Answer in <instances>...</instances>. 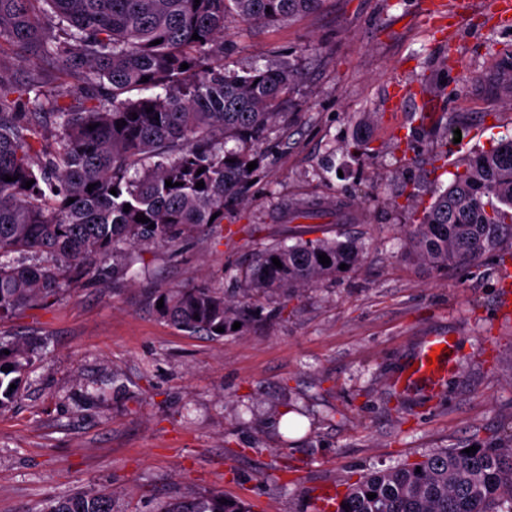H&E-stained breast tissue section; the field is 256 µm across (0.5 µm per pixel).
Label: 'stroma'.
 I'll list each match as a JSON object with an SVG mask.
<instances>
[{
  "instance_id": "obj_1",
  "label": "stroma",
  "mask_w": 512,
  "mask_h": 512,
  "mask_svg": "<svg viewBox=\"0 0 512 512\" xmlns=\"http://www.w3.org/2000/svg\"><path fill=\"white\" fill-rule=\"evenodd\" d=\"M429 2L323 0L252 33L227 20L230 68L300 71L288 142L223 223L142 248L131 265L115 257L0 321L4 339L41 344L0 413V512H38L78 488L111 494L118 512L213 494L250 512H318L323 489L512 422V310L500 304L496 259L435 272L402 256L406 175L427 206L453 179L443 153L454 131L469 153L512 137V99L473 90L498 53L512 54V29L488 20L491 0H475L444 41L421 20ZM398 83L424 92L399 115ZM367 116L374 154L347 153ZM291 198L341 209L293 220ZM300 237L355 238L366 251L338 279L269 297L237 336L189 335L147 304L155 288H232L268 247ZM431 334L456 340L447 382L396 388ZM287 408L306 413L299 435L278 430Z\"/></svg>"
}]
</instances>
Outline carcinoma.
<instances>
[{
    "instance_id": "carcinoma-1",
    "label": "carcinoma",
    "mask_w": 512,
    "mask_h": 512,
    "mask_svg": "<svg viewBox=\"0 0 512 512\" xmlns=\"http://www.w3.org/2000/svg\"><path fill=\"white\" fill-rule=\"evenodd\" d=\"M321 2L0 0V69L14 52L42 63L21 84L0 73V320L56 296L67 278L118 252L174 245L199 225L223 223L255 175L247 164H262L271 130L288 125L300 80L287 66H225L226 19L249 30L269 28ZM195 33L200 39H192ZM51 69L53 87L44 78ZM78 86L92 93L74 106L66 98ZM121 119L126 125L119 129ZM49 123L56 129L50 148L43 144ZM199 181L204 187H196ZM326 208L299 200L285 205L294 219ZM140 214L149 222L136 221ZM29 252L46 259H9ZM322 253L327 266L319 262ZM363 254L358 242L300 237L268 248L245 274L238 298L222 288H156L151 305L192 335H240L269 295L339 278L340 265L351 270ZM490 254L498 255L500 269L512 259V138L462 159L448 187L406 225L404 255L424 267L474 266ZM236 322L241 327L234 330ZM32 366L25 341L0 338V412L12 407ZM470 445L478 450L446 448L369 470L336 499L334 512H512V426L501 438L476 436ZM222 499L184 498L165 512H249L240 501ZM39 512L114 508L90 488L52 499Z\"/></svg>"
}]
</instances>
